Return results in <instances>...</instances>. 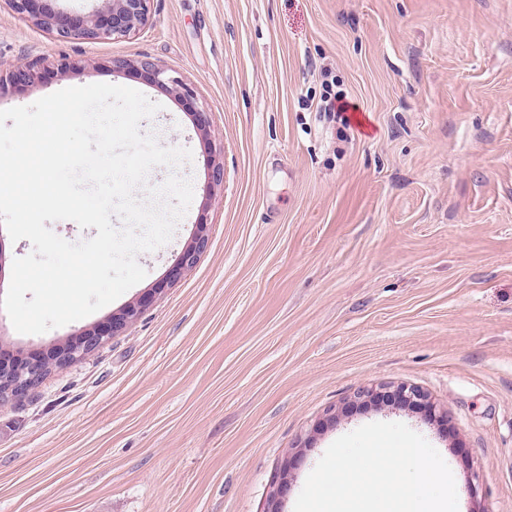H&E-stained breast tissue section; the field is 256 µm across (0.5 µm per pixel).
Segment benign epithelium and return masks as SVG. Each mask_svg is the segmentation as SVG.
I'll return each instance as SVG.
<instances>
[{"mask_svg":"<svg viewBox=\"0 0 512 512\" xmlns=\"http://www.w3.org/2000/svg\"><path fill=\"white\" fill-rule=\"evenodd\" d=\"M151 0H105V7L91 17H81L63 12L49 11L43 0H9L13 10L24 18L58 38L75 40L119 39L130 35L145 25L148 20ZM139 69L151 81L164 87L178 97H191V90L178 78H170L166 72L152 61L139 62ZM32 67L20 63L6 77L0 76V92L12 86L29 81ZM208 236L206 225H197L193 242L184 250L179 267L173 276L192 267L198 257L206 251ZM151 296H145L137 303L129 305L112 315L107 324L94 325L82 329L74 337L54 346L48 354L35 358H11L5 356L9 344L0 336V386L7 385L0 392V404L19 400L38 386L44 379L45 370H63L75 361L95 352L107 338L122 333L129 323L138 318L149 304ZM425 395L415 387L399 386L392 391L376 394L374 401L393 404L420 403Z\"/></svg>","mask_w":512,"mask_h":512,"instance_id":"1","label":"benign epithelium"}]
</instances>
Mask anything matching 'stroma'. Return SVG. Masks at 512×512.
I'll return each mask as SVG.
<instances>
[{"instance_id": "stroma-1", "label": "stroma", "mask_w": 512, "mask_h": 512, "mask_svg": "<svg viewBox=\"0 0 512 512\" xmlns=\"http://www.w3.org/2000/svg\"><path fill=\"white\" fill-rule=\"evenodd\" d=\"M144 58L194 100L145 81ZM21 62L0 110L93 83L157 103L141 133L192 159L147 184L178 173L193 200L92 315L21 334L0 309V335L39 355L152 297L0 405V512H265L287 460L294 512L329 445L373 422L440 453L458 512H512V0H151L146 26L92 42L0 0V74ZM323 66L344 141L314 112ZM200 224L207 250L172 278ZM400 385L428 409L369 399ZM331 91L333 93L328 92L326 100L324 101L326 104L318 112H324V117H327L329 121H334L336 124H339V129H349V119L345 115L349 107L346 101V95L342 90L336 92Z\"/></svg>"}]
</instances>
